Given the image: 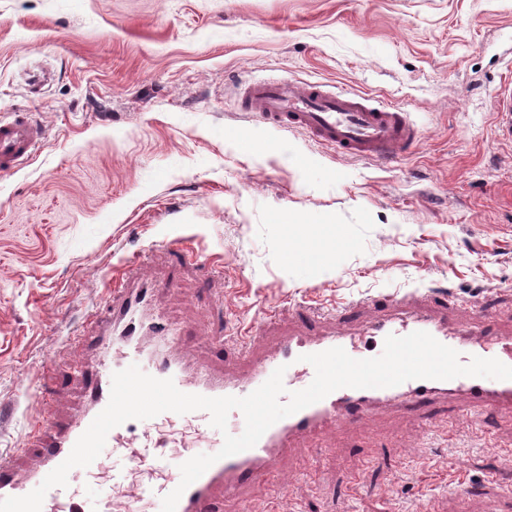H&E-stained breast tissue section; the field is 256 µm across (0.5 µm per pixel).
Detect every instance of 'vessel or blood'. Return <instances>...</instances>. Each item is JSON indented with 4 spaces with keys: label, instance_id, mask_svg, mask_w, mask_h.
Returning a JSON list of instances; mask_svg holds the SVG:
<instances>
[{
    "label": "vessel or blood",
    "instance_id": "b4317fda",
    "mask_svg": "<svg viewBox=\"0 0 512 512\" xmlns=\"http://www.w3.org/2000/svg\"><path fill=\"white\" fill-rule=\"evenodd\" d=\"M243 111L259 114L279 131L301 130L319 144L355 158L394 161L415 141L408 114L401 107L372 104L369 96L351 90L333 91L320 81L255 80L241 89ZM496 133L512 141V84L503 83L493 95ZM43 132L37 122L18 112L0 118V171L26 164L40 148ZM154 290L134 270H127L117 287L97 307L82 335L92 355L73 368L72 392L82 405L73 418H51L34 427L21 450L0 454V499L20 497L37 488L70 454L78 438L107 406L112 376L130 365L159 379H172L181 392L207 397H244L260 387L278 367L287 375L313 377L302 357L333 347L351 357L366 356L368 344H383L388 335L425 331L460 354L495 358L512 366V331L486 316L474 314L470 333L456 330L458 310L447 299L430 295L421 307L396 301L378 310L364 325H356L352 308L339 312L331 324L316 322L310 309L296 313L277 345L257 351L245 342L233 351L234 371L215 374L207 363L187 366L181 351L184 331L154 310ZM464 394L472 407L512 406V380L460 376L450 380H410L388 388H341L322 400L272 425L257 444L211 465L182 494L176 512H246V489L267 481L294 447L313 432L341 420H358L374 405L397 400L406 412L429 416L434 401ZM134 421L112 429L105 452L124 457V467L112 470L93 461L83 475L100 484L97 499L87 501L63 488H51L42 512H161L162 498L180 482L179 466L186 454L166 455L154 441L156 419L144 420L147 446L133 447Z\"/></svg>",
    "mask_w": 512,
    "mask_h": 512
}]
</instances>
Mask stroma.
I'll use <instances>...</instances> for the list:
<instances>
[{
    "instance_id": "1",
    "label": "stroma",
    "mask_w": 512,
    "mask_h": 512,
    "mask_svg": "<svg viewBox=\"0 0 512 512\" xmlns=\"http://www.w3.org/2000/svg\"><path fill=\"white\" fill-rule=\"evenodd\" d=\"M511 69L512 0H0V115L44 129L0 172V452L80 413L65 367L122 259L192 355L250 330L273 346L302 307L367 319L426 294L512 329V142L491 110ZM256 79L400 105L418 140L388 165L336 154L241 111ZM462 404L326 427L251 512H512V408Z\"/></svg>"
}]
</instances>
